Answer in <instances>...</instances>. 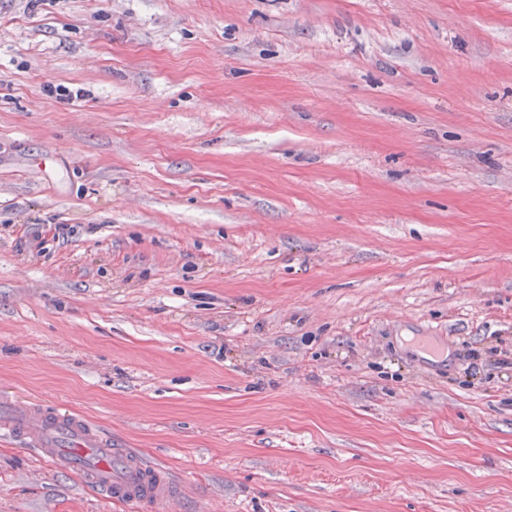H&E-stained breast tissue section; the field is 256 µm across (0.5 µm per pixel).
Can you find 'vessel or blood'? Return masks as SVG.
<instances>
[{
	"label": "vessel or blood",
	"instance_id": "vessel-or-blood-1",
	"mask_svg": "<svg viewBox=\"0 0 512 512\" xmlns=\"http://www.w3.org/2000/svg\"><path fill=\"white\" fill-rule=\"evenodd\" d=\"M0 433L80 472L106 496L142 507L144 512H158L185 495L184 484L167 469L146 463L83 418L0 397Z\"/></svg>",
	"mask_w": 512,
	"mask_h": 512
}]
</instances>
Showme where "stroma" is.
<instances>
[{
    "mask_svg": "<svg viewBox=\"0 0 512 512\" xmlns=\"http://www.w3.org/2000/svg\"><path fill=\"white\" fill-rule=\"evenodd\" d=\"M4 395L168 512H512V0H0ZM0 433L80 472L86 482L114 500L157 511L185 497V485L167 469L146 463L72 414L49 412L36 403L2 396Z\"/></svg>",
    "mask_w": 512,
    "mask_h": 512,
    "instance_id": "stroma-1",
    "label": "stroma"
}]
</instances>
